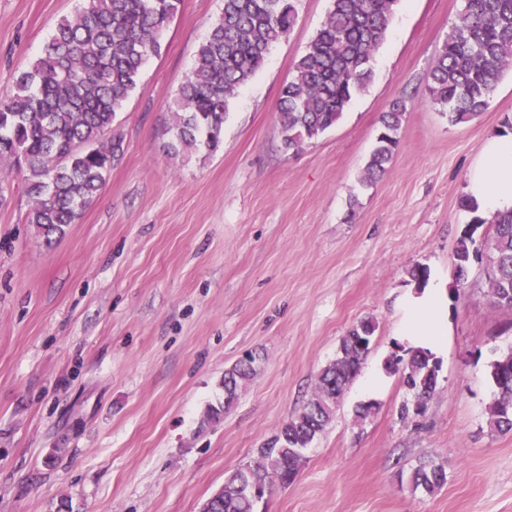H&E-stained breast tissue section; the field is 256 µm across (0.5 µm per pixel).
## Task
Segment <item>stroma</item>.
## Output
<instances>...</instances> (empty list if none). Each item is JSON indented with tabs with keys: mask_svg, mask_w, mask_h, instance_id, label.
Returning <instances> with one entry per match:
<instances>
[{
	"mask_svg": "<svg viewBox=\"0 0 512 512\" xmlns=\"http://www.w3.org/2000/svg\"><path fill=\"white\" fill-rule=\"evenodd\" d=\"M79 5L0 0V93ZM223 6L183 0L112 124L121 159L61 239L27 224L23 179L0 182V512H201L368 317L378 328L359 374L265 512H512V431L487 426L512 311L494 305L480 260L462 282L454 263L473 220L468 170L512 119V69L485 112L451 124L422 92L463 2L399 0L373 82L291 153L280 92L332 6L299 0L293 30L233 99L220 148L176 152L170 107ZM398 98L400 147L363 184ZM417 266L448 299V336L425 414L405 416L413 396L385 362ZM248 351L262 355L257 375L225 409L224 371ZM372 374L381 384L365 389ZM430 459L446 485L412 492L401 472Z\"/></svg>",
	"mask_w": 512,
	"mask_h": 512,
	"instance_id": "35a3bbf8",
	"label": "stroma"
}]
</instances>
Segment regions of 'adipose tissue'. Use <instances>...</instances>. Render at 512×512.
Instances as JSON below:
<instances>
[{
  "mask_svg": "<svg viewBox=\"0 0 512 512\" xmlns=\"http://www.w3.org/2000/svg\"><path fill=\"white\" fill-rule=\"evenodd\" d=\"M475 214L512 212V132L489 136L470 168L465 188ZM448 334L439 288L426 289L406 305L401 339L411 347L440 349Z\"/></svg>",
  "mask_w": 512,
  "mask_h": 512,
  "instance_id": "ef3b65f1",
  "label": "adipose tissue"
}]
</instances>
